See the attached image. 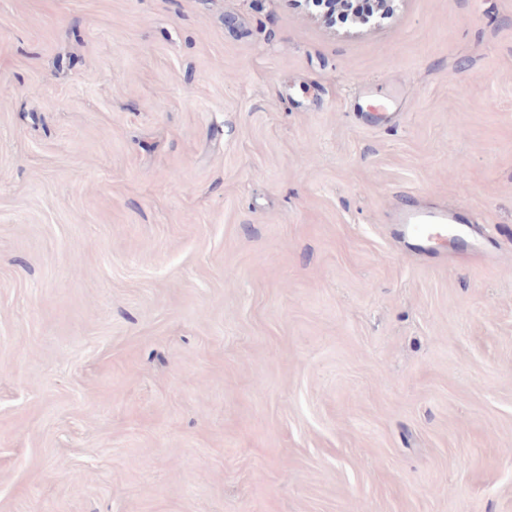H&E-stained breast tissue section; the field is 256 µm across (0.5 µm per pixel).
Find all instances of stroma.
Segmentation results:
<instances>
[{"instance_id":"obj_1","label":"stroma","mask_w":512,"mask_h":512,"mask_svg":"<svg viewBox=\"0 0 512 512\" xmlns=\"http://www.w3.org/2000/svg\"><path fill=\"white\" fill-rule=\"evenodd\" d=\"M0 512H512V0H0ZM457 214L452 209L425 210L417 207L400 212L396 224H403L400 231L412 245L429 247L442 234L447 233V224H458Z\"/></svg>"}]
</instances>
